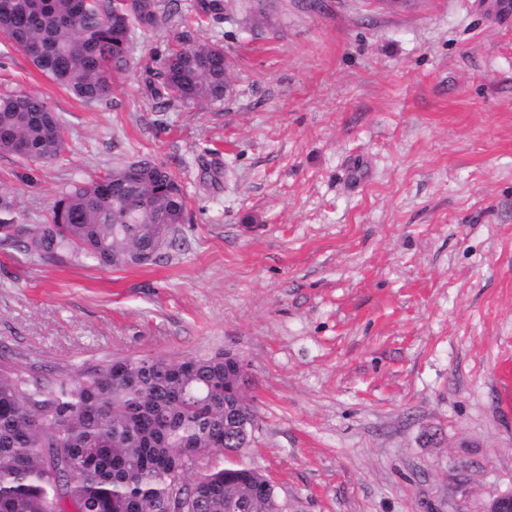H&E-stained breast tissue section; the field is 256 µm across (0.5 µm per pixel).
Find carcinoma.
<instances>
[{
    "instance_id": "1",
    "label": "carcinoma",
    "mask_w": 512,
    "mask_h": 512,
    "mask_svg": "<svg viewBox=\"0 0 512 512\" xmlns=\"http://www.w3.org/2000/svg\"><path fill=\"white\" fill-rule=\"evenodd\" d=\"M159 0H0V34L75 98L99 103L129 67L134 26L159 22ZM224 48L177 39L149 80L161 104L224 103ZM64 125L49 102L29 92L0 95V153L50 163L63 152ZM138 195L154 207L127 211ZM13 201L0 195V242L23 243L47 259L74 255L101 267L157 258L188 221L173 172L143 158L75 183L44 224L19 227ZM252 425L256 407L224 352L162 359L121 358L78 369L63 380L32 376L0 360V512H282L269 479L242 466H209L188 480L185 462L203 451L237 454L250 440L227 415Z\"/></svg>"
}]
</instances>
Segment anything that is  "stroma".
Wrapping results in <instances>:
<instances>
[{"instance_id": "1", "label": "stroma", "mask_w": 512, "mask_h": 512, "mask_svg": "<svg viewBox=\"0 0 512 512\" xmlns=\"http://www.w3.org/2000/svg\"><path fill=\"white\" fill-rule=\"evenodd\" d=\"M161 0L110 100L0 37V94L47 98L51 164L0 154L43 223L71 182L149 157L189 221L123 269L0 245V354L64 379L114 358L236 353L258 425L237 464L285 512H487L512 494V15L498 0ZM223 45L220 106L159 107L177 36Z\"/></svg>"}]
</instances>
